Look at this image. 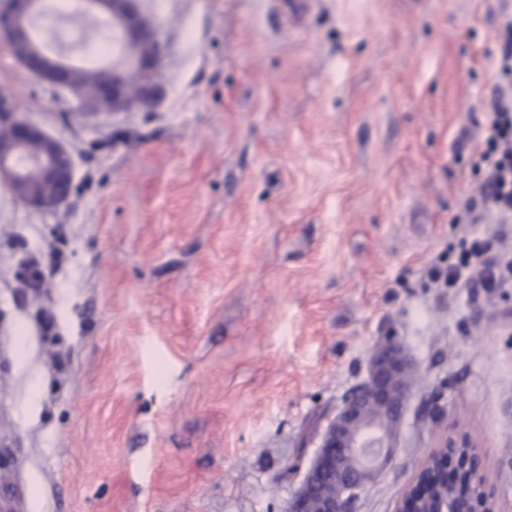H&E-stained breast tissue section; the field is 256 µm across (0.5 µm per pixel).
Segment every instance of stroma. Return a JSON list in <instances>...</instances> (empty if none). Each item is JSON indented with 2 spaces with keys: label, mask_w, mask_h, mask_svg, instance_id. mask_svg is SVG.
Listing matches in <instances>:
<instances>
[{
  "label": "stroma",
  "mask_w": 512,
  "mask_h": 512,
  "mask_svg": "<svg viewBox=\"0 0 512 512\" xmlns=\"http://www.w3.org/2000/svg\"><path fill=\"white\" fill-rule=\"evenodd\" d=\"M275 2L141 0L167 50L125 112L77 111L0 51L75 164L53 211L0 182V512H289L389 334L417 382L355 512H395L442 434L512 512V287L431 279L496 230L460 218L505 0H316L300 23ZM35 34L74 65L122 53H89L100 17ZM31 258L52 276L24 293Z\"/></svg>",
  "instance_id": "35a3bbf8"
}]
</instances>
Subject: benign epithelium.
<instances>
[{"mask_svg": "<svg viewBox=\"0 0 512 512\" xmlns=\"http://www.w3.org/2000/svg\"><path fill=\"white\" fill-rule=\"evenodd\" d=\"M83 11L88 14H106L112 17L122 39L130 44L152 36L165 51L166 43L158 33L145 31L139 23V0H81ZM41 10V0H0V44L11 48L14 42L29 34V22ZM161 57L153 59L125 58L112 62L105 69L106 77L100 81L98 94L114 100L123 110L133 108L127 103L123 88V75L130 67L151 75ZM20 65L43 83L69 89L78 103H84L82 93L70 86L68 71L71 64L58 54L44 52ZM44 136L46 151L22 163L25 142L35 136ZM35 166L42 172V179L53 185L55 194L42 196L36 193H19L17 197L35 210H52L65 204L73 193V166L67 150L55 139L43 135L37 127L27 123L16 113L8 96L0 93V182L17 187L24 182L25 169ZM416 369V364L394 336H386L374 348L364 381L346 396L336 416L321 437L318 454L312 460L307 474L291 503V512H305L306 503L312 501L316 488L323 481L336 485L333 496L318 501L317 512H354L359 493L387 465L397 444L404 411L413 397V386L403 380L404 375ZM378 401L388 407L393 423L390 430L365 426L355 430L361 419L364 404ZM439 452L433 459L443 463V475L448 483L457 486L460 495L470 494L471 484L482 477V460L459 449L470 448L465 437L443 438ZM426 492V480L416 475L400 501L396 512H416L415 503Z\"/></svg>", "mask_w": 512, "mask_h": 512, "instance_id": "benign-epithelium-1", "label": "benign epithelium"}]
</instances>
